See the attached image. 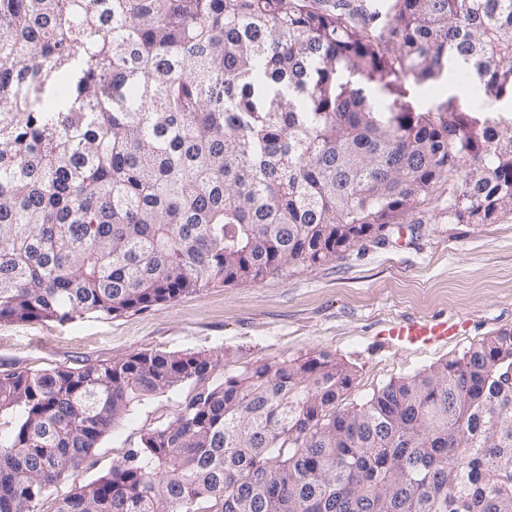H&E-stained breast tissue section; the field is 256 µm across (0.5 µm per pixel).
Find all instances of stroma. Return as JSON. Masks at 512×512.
Masks as SVG:
<instances>
[{
    "label": "stroma",
    "mask_w": 512,
    "mask_h": 512,
    "mask_svg": "<svg viewBox=\"0 0 512 512\" xmlns=\"http://www.w3.org/2000/svg\"><path fill=\"white\" fill-rule=\"evenodd\" d=\"M402 99L425 111L446 96L467 100L466 84L401 85ZM442 315L467 322L447 342L406 348L378 334L383 325ZM512 331V221L452 224L428 211L382 244L365 243L344 258L288 278L208 288L172 303L117 318L70 322L0 321V373L56 364L105 363L146 350L211 352L217 378L259 360L305 358L322 351L349 365L355 379L338 402H365L389 381L412 375L502 331ZM194 393L185 385L131 408L88 458L92 479L122 461L148 428L169 422Z\"/></svg>",
    "instance_id": "stroma-1"
}]
</instances>
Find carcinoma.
<instances>
[{
  "label": "carcinoma",
  "mask_w": 512,
  "mask_h": 512,
  "mask_svg": "<svg viewBox=\"0 0 512 512\" xmlns=\"http://www.w3.org/2000/svg\"><path fill=\"white\" fill-rule=\"evenodd\" d=\"M448 75L435 112L398 81ZM64 87L63 109L43 107ZM512 0H0V320L110 318L512 217ZM146 350L0 375V512L143 399L197 392L53 512H512V332L336 410L320 352L211 380ZM402 90L403 101L408 102L416 111H426L451 94L456 96L459 101L466 102L470 90L464 83H451L448 80L444 83L430 86L428 84H417L413 81L399 83ZM449 86L451 88H446Z\"/></svg>",
  "instance_id": "cac0c4a2"
}]
</instances>
